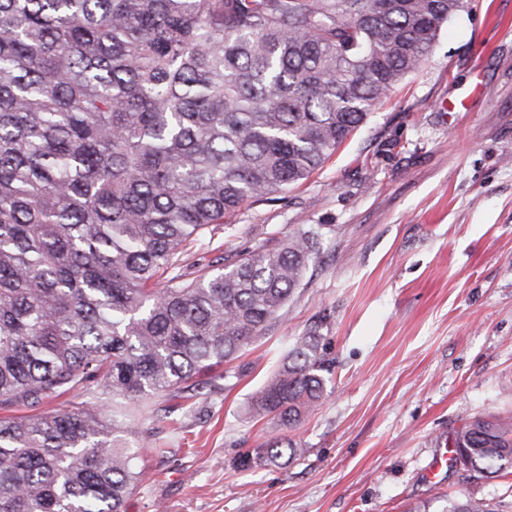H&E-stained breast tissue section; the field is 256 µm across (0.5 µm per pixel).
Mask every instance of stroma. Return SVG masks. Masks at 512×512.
Here are the masks:
<instances>
[{"mask_svg":"<svg viewBox=\"0 0 512 512\" xmlns=\"http://www.w3.org/2000/svg\"><path fill=\"white\" fill-rule=\"evenodd\" d=\"M319 234L301 285L231 366L160 393L124 434L142 482L122 512H446L449 499L512 512V473L452 467L463 418L512 416V0H467L409 75L338 152L277 200L210 228L184 268ZM332 366L290 460L239 456L278 435L248 401L298 337Z\"/></svg>","mask_w":512,"mask_h":512,"instance_id":"stroma-1","label":"stroma"}]
</instances>
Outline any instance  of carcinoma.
Masks as SVG:
<instances>
[{
	"instance_id": "carcinoma-1",
	"label": "carcinoma",
	"mask_w": 512,
	"mask_h": 512,
	"mask_svg": "<svg viewBox=\"0 0 512 512\" xmlns=\"http://www.w3.org/2000/svg\"><path fill=\"white\" fill-rule=\"evenodd\" d=\"M464 0H0V512H121L123 418L259 338L318 244L183 250L322 167L430 58ZM330 363L302 336L249 409L287 429ZM75 394L60 409L17 414ZM454 462L512 468V417H472ZM296 452L286 435L239 465ZM446 512H498L483 498Z\"/></svg>"
}]
</instances>
